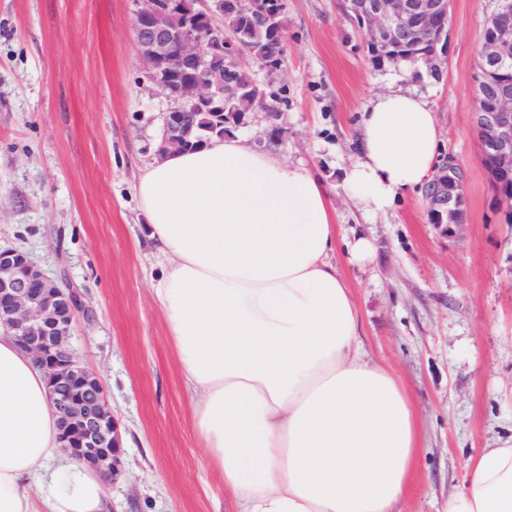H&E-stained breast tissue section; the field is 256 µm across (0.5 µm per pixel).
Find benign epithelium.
Wrapping results in <instances>:
<instances>
[{"mask_svg":"<svg viewBox=\"0 0 512 512\" xmlns=\"http://www.w3.org/2000/svg\"><path fill=\"white\" fill-rule=\"evenodd\" d=\"M246 0H142L133 29L149 79L171 102L163 117L158 153L179 152L197 130L193 112H212L224 121L225 69L250 55L245 42L224 34L217 20L244 10ZM450 0H347L370 46L400 47L426 41L421 59L437 68L445 53ZM474 129L479 160L490 176L496 201L512 213V0H497L485 27L475 76ZM272 144L283 133L280 113L263 104ZM466 169L445 156L427 185L433 224L463 219ZM78 291L60 286L25 253L0 249V327L44 369L48 397L59 420L62 448L104 480L120 472V436L98 375L68 345Z\"/></svg>","mask_w":512,"mask_h":512,"instance_id":"benign-epithelium-1","label":"benign epithelium"}]
</instances>
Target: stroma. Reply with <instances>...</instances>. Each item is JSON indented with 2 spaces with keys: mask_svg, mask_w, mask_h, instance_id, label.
<instances>
[{
  "mask_svg": "<svg viewBox=\"0 0 512 512\" xmlns=\"http://www.w3.org/2000/svg\"><path fill=\"white\" fill-rule=\"evenodd\" d=\"M280 71L239 66L273 95L283 134L262 112L237 127L326 187L340 238L330 260L353 292L364 347L411 388L425 443L403 512H445L466 462L512 429V224L479 162L474 76L496 0H452L440 77L420 62L377 63L341 0H283ZM137 0H0V248L30 253L87 307L70 346L100 377L118 422L115 512H225L224 481L205 463L165 317L159 269L135 195L158 160L167 100L138 55ZM423 95L440 155L468 170L464 220L433 224L424 189L365 218L344 184L361 114L378 93ZM363 236L370 261L344 242Z\"/></svg>",
  "mask_w": 512,
  "mask_h": 512,
  "instance_id": "stroma-1",
  "label": "stroma"
}]
</instances>
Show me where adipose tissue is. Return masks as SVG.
<instances>
[{
  "instance_id": "adipose-tissue-1",
  "label": "adipose tissue",
  "mask_w": 512,
  "mask_h": 512,
  "mask_svg": "<svg viewBox=\"0 0 512 512\" xmlns=\"http://www.w3.org/2000/svg\"><path fill=\"white\" fill-rule=\"evenodd\" d=\"M438 147L423 96L375 95L345 171L355 206L390 209L429 180ZM136 193L153 292L232 512H402L424 430L410 387L361 351L320 182L229 136L150 164ZM467 467L447 512H512V436ZM110 509L103 479L61 448L44 371L0 329V512Z\"/></svg>"
}]
</instances>
